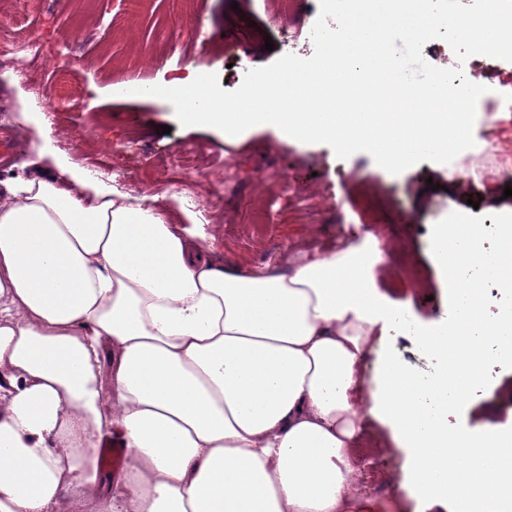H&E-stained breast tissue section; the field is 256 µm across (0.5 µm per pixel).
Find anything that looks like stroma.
Listing matches in <instances>:
<instances>
[{
  "label": "stroma",
  "mask_w": 512,
  "mask_h": 512,
  "mask_svg": "<svg viewBox=\"0 0 512 512\" xmlns=\"http://www.w3.org/2000/svg\"><path fill=\"white\" fill-rule=\"evenodd\" d=\"M318 13L319 0H296L289 12L279 0H0V57L30 66L25 80L0 67V128H22V111L43 112L59 155L120 191L160 195L177 223L171 196L223 188L207 202L209 236L201 245L225 266L275 271L285 255L374 237L390 271L381 291L409 309L420 329L437 328L451 316L453 298L430 253L432 225L497 224L512 214V200L502 197L512 186V62L461 61L422 48L428 63L472 77L500 68L503 78L481 97L474 126L478 160L490 152L497 159L487 176L452 177L446 165L427 161L394 176L368 153L342 160L326 144L287 141L266 126L227 140L181 125L168 101L140 92L190 69L217 74L234 90L247 71L283 54L310 58ZM477 194L480 205H469ZM388 358L422 380L444 369L409 337L372 342L361 365L368 407L345 512H429L410 487L408 452L369 407ZM469 392V404L448 413L449 433L488 421L511 436L512 406L499 401L512 394V366L494 353L484 357ZM369 448L376 457L366 456Z\"/></svg>",
  "instance_id": "stroma-1"
}]
</instances>
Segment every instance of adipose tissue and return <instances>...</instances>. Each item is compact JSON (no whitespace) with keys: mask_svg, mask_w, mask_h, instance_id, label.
<instances>
[{"mask_svg":"<svg viewBox=\"0 0 512 512\" xmlns=\"http://www.w3.org/2000/svg\"><path fill=\"white\" fill-rule=\"evenodd\" d=\"M0 186V512H343L355 473L360 363L400 333L451 360L430 382L385 362L378 401L412 482L452 512H512V443L448 432V389L477 382L487 341L512 351V312L487 318L482 277L512 258L481 225H437L449 321L420 331L387 304L375 248L286 257L280 273L215 267L155 196L132 199L34 149ZM120 437L122 472L97 454Z\"/></svg>","mask_w":512,"mask_h":512,"instance_id":"1","label":"adipose tissue"}]
</instances>
